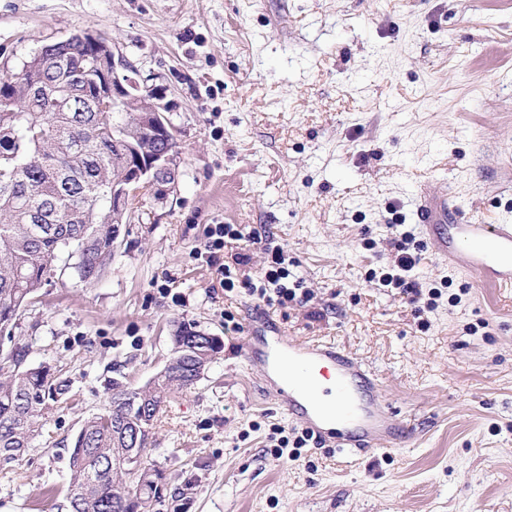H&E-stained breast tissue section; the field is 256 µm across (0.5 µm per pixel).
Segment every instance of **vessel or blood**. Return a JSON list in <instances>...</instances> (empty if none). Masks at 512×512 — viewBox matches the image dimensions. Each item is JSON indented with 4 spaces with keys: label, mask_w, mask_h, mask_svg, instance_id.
I'll list each match as a JSON object with an SVG mask.
<instances>
[{
    "label": "vessel or blood",
    "mask_w": 512,
    "mask_h": 512,
    "mask_svg": "<svg viewBox=\"0 0 512 512\" xmlns=\"http://www.w3.org/2000/svg\"><path fill=\"white\" fill-rule=\"evenodd\" d=\"M414 221L441 261L459 255L466 244L465 264L481 281L512 289V224H474L448 198L420 190ZM243 360L271 373L278 406L322 444L391 452L400 450L407 433L392 412L378 401L374 374L348 351L332 342H287L273 345L247 341Z\"/></svg>",
    "instance_id": "vessel-or-blood-1"
}]
</instances>
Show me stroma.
<instances>
[{
  "label": "stroma",
  "mask_w": 512,
  "mask_h": 512,
  "mask_svg": "<svg viewBox=\"0 0 512 512\" xmlns=\"http://www.w3.org/2000/svg\"><path fill=\"white\" fill-rule=\"evenodd\" d=\"M79 30L162 85L178 186L121 225L102 278L74 270L40 289L16 342L71 383L44 435L0 465V512H70L72 439L108 378L145 385L178 325L223 351L152 430L158 512H512V290L437 260L412 274L435 307L369 283L391 263L396 219L413 227L419 184L476 224L512 223V5L504 0H0V63ZM210 224L257 232L226 264L254 274L281 246L307 305L226 296L194 256ZM237 323L224 325L225 312ZM268 316L289 342L332 341L377 377L411 429L405 447L345 453L295 436L257 369L246 325Z\"/></svg>",
  "instance_id": "obj_1"
}]
</instances>
